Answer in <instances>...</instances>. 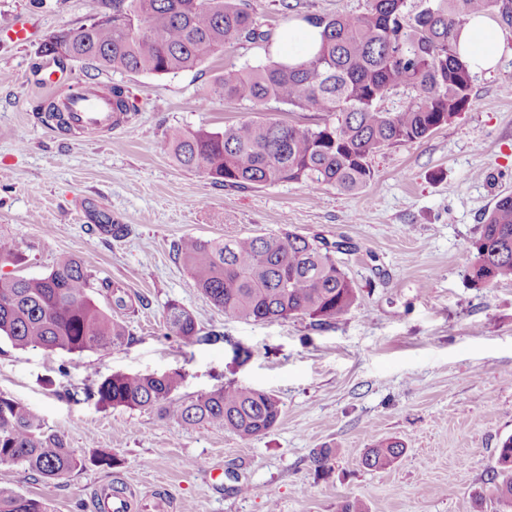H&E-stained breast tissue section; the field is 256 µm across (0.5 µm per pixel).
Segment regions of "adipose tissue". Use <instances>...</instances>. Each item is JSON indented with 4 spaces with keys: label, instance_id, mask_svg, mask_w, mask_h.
Wrapping results in <instances>:
<instances>
[{
    "label": "adipose tissue",
    "instance_id": "1",
    "mask_svg": "<svg viewBox=\"0 0 512 512\" xmlns=\"http://www.w3.org/2000/svg\"><path fill=\"white\" fill-rule=\"evenodd\" d=\"M320 45V30L296 21L280 31L268 51L278 60L298 63L315 54ZM504 49V34L492 13L472 16L457 33V51L471 71L492 69Z\"/></svg>",
    "mask_w": 512,
    "mask_h": 512
}]
</instances>
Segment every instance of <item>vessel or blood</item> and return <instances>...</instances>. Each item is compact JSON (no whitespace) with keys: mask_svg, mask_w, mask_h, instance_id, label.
Returning <instances> with one entry per match:
<instances>
[{"mask_svg":"<svg viewBox=\"0 0 512 512\" xmlns=\"http://www.w3.org/2000/svg\"><path fill=\"white\" fill-rule=\"evenodd\" d=\"M72 90L59 100L69 124L77 130L109 131L121 126L123 114L113 111L112 99L102 83L75 81ZM137 505L124 490L117 489L97 496V512H135Z\"/></svg>","mask_w":512,"mask_h":512,"instance_id":"obj_1","label":"vessel or blood"}]
</instances>
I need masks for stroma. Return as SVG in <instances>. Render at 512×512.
Listing matches in <instances>:
<instances>
[{"label":"stroma","instance_id":"stroma-1","mask_svg":"<svg viewBox=\"0 0 512 512\" xmlns=\"http://www.w3.org/2000/svg\"><path fill=\"white\" fill-rule=\"evenodd\" d=\"M104 9L103 0H0V238L13 252L0 274L42 276L76 256L95 276L97 303L130 331L121 346L79 356L0 341V395L38 412L85 460L60 480L0 464V488L51 512H94L95 488L109 483L143 504L163 498L168 512H337L346 500L367 512H495L490 477L512 437V282L483 287L470 266L485 214L512 195V26L498 66L474 74L469 109L371 157V184L345 194L303 183L228 188L171 159L173 130L252 116L251 106L206 99L225 68L267 61L248 43L166 75L63 62L78 79L129 88L138 109L121 131L49 132L35 111L46 99L42 44ZM26 15L38 37L10 41ZM103 224L125 231L104 234ZM285 230L339 245L357 300L335 324L226 319L173 250L187 237ZM114 285L125 308L112 307ZM172 302L194 315L204 341L184 348L167 336ZM175 370L181 397L228 382L258 388L278 398L281 420L244 443L83 397L116 373ZM385 440L402 442L403 456L365 468L364 453ZM318 448L334 450L330 467L313 463ZM103 453L118 467L100 466Z\"/></svg>","mask_w":512,"mask_h":512}]
</instances>
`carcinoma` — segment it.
<instances>
[{
    "instance_id": "cac0c4a2",
    "label": "carcinoma",
    "mask_w": 512,
    "mask_h": 512,
    "mask_svg": "<svg viewBox=\"0 0 512 512\" xmlns=\"http://www.w3.org/2000/svg\"><path fill=\"white\" fill-rule=\"evenodd\" d=\"M499 8L512 20V0H368L359 14L306 15L321 29L318 51L298 64L269 60L224 70L210 98L271 102L319 112L316 127L276 118L245 119L220 130H179L169 141L176 163L229 188L278 182L331 186L356 194L373 179L369 159L416 143L448 125L471 104L472 73L456 49L457 30L473 14ZM276 31L243 0H109V11L88 24L57 31L42 53L127 73L164 75L195 68L243 43L268 46ZM115 111H138L121 85L111 87ZM407 95L398 112L380 107ZM472 279L485 286L512 281V195L498 199L474 243ZM328 245L294 232L234 239L184 238L175 244L191 285L232 320L265 322L302 316L329 325L356 301L353 281ZM169 335L184 347L203 340L195 317L177 303L165 311ZM127 326L93 298L92 274L73 255L41 277L0 275V338L17 349L81 354L128 340ZM179 371L113 374L85 398L103 408L150 410L187 426H212L240 440L256 439L280 421V401L250 387L225 384L190 399L177 396ZM398 442L379 444L362 458L368 468L391 464ZM0 463L19 464L47 479L85 465L66 439L27 405L0 395ZM497 512H512V438L491 477ZM0 512H49L40 499L0 488Z\"/></svg>"
}]
</instances>
